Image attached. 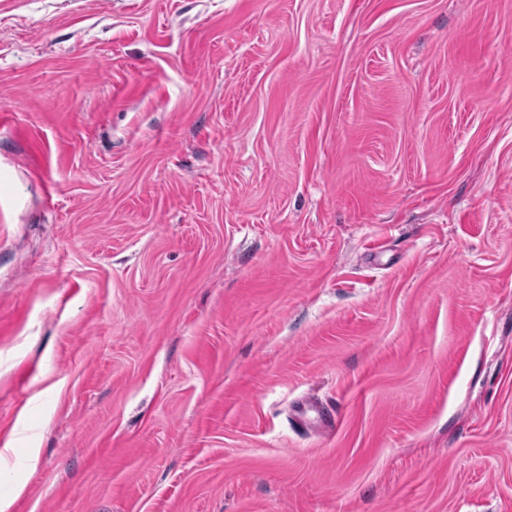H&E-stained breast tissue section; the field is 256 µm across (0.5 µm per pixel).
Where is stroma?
<instances>
[{
  "label": "stroma",
  "mask_w": 512,
  "mask_h": 512,
  "mask_svg": "<svg viewBox=\"0 0 512 512\" xmlns=\"http://www.w3.org/2000/svg\"><path fill=\"white\" fill-rule=\"evenodd\" d=\"M20 484L512 512V0H0Z\"/></svg>",
  "instance_id": "1"
}]
</instances>
